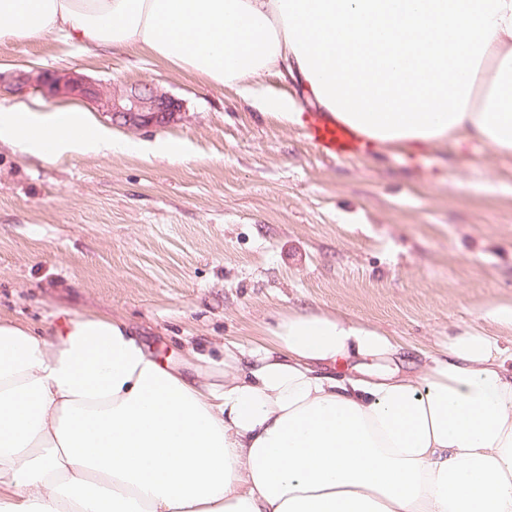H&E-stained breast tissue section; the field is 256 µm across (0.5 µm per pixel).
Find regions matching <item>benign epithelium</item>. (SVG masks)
<instances>
[{
    "label": "benign epithelium",
    "instance_id": "7a95c632",
    "mask_svg": "<svg viewBox=\"0 0 512 512\" xmlns=\"http://www.w3.org/2000/svg\"><path fill=\"white\" fill-rule=\"evenodd\" d=\"M35 86L49 98L64 97L86 101L131 130L160 127L178 120L181 104L153 83L117 88L94 82L70 70L0 72V91L21 92Z\"/></svg>",
    "mask_w": 512,
    "mask_h": 512
}]
</instances>
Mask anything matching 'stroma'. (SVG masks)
<instances>
[{
	"label": "stroma",
	"mask_w": 512,
	"mask_h": 512,
	"mask_svg": "<svg viewBox=\"0 0 512 512\" xmlns=\"http://www.w3.org/2000/svg\"><path fill=\"white\" fill-rule=\"evenodd\" d=\"M32 69L154 82L181 102L175 123L96 119L188 158L52 161L1 143L0 320L48 331L66 313L118 318L169 367L213 382L223 344L251 347L293 311L385 333L414 372L489 305H512L511 155L448 142L336 157L310 128L148 51L0 41L1 72Z\"/></svg>",
	"instance_id": "1"
}]
</instances>
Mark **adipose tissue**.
Masks as SVG:
<instances>
[{
  "label": "adipose tissue",
  "mask_w": 512,
  "mask_h": 512,
  "mask_svg": "<svg viewBox=\"0 0 512 512\" xmlns=\"http://www.w3.org/2000/svg\"><path fill=\"white\" fill-rule=\"evenodd\" d=\"M138 46L305 127L364 142H480L512 155V0H0V41ZM286 72L298 95L267 75ZM41 159L116 149L77 108L0 109V143ZM224 381L162 364L124 322L0 321V512H512V350L469 329L417 372L339 376L389 337L294 313Z\"/></svg>",
  "instance_id": "adipose-tissue-1"
}]
</instances>
